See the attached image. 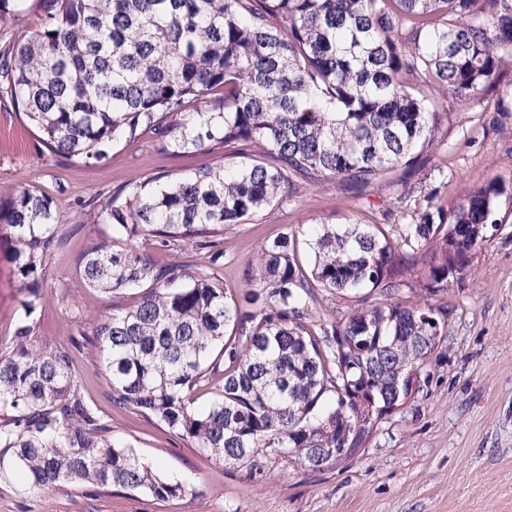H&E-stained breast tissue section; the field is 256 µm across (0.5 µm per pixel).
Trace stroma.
Segmentation results:
<instances>
[{"mask_svg": "<svg viewBox=\"0 0 512 512\" xmlns=\"http://www.w3.org/2000/svg\"><path fill=\"white\" fill-rule=\"evenodd\" d=\"M14 16L0 24V52L35 33L42 0H12ZM448 134L433 159L441 175L399 170L392 183L355 194L335 180L302 186L297 197L253 221L224 230V255L213 271L246 292L258 250L302 224H406L396 198L403 190L436 191L452 210L491 178L512 182V65L495 91L454 108ZM222 149L173 152L151 127L119 137L104 159L52 155L0 94V200L28 189L55 201L57 242L47 263L44 299L31 318L38 342L80 338L74 365L83 391L112 417V438L130 446L167 479L192 485L193 496L161 502L149 495L84 482L29 489L11 457L0 459V512H512V214L463 276L433 297L445 307L448 332L431 362L428 383L382 423L353 459L312 471L272 457L260 478L223 465L156 419L116 407L102 354L91 330L99 318L133 305L138 292L113 296L83 287L80 256L90 239L112 235L107 205L119 189L158 186L163 176L216 164ZM27 298L0 238V353L10 349Z\"/></svg>", "mask_w": 512, "mask_h": 512, "instance_id": "obj_1", "label": "stroma"}]
</instances>
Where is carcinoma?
I'll list each match as a JSON object with an SVG mask.
<instances>
[{
	"mask_svg": "<svg viewBox=\"0 0 512 512\" xmlns=\"http://www.w3.org/2000/svg\"><path fill=\"white\" fill-rule=\"evenodd\" d=\"M43 26L13 44L0 87L50 150L100 159L117 137L165 124L171 145L231 149L204 171L131 190L110 211L112 237L80 258L84 284L105 294L146 288L100 318L93 335L112 380V403L158 419L224 468L263 474L287 456L309 468L366 447L386 400L421 388L446 332L445 310L394 300L421 260L424 294L471 267L512 189L496 179L448 213L429 191L413 223L316 224L260 248L246 309L196 264H160L135 250L149 237L169 252L211 249L300 186L328 178L351 189L381 183L440 145L454 113L512 58V0H45ZM195 118L181 122L187 106ZM265 160L238 164L253 149ZM55 202L22 189L0 229L25 287L24 317L0 354V455L28 484L68 482L183 500L192 486L162 477L110 438V415L88 401L74 342L36 344L30 317L55 246ZM310 265L298 259L300 237ZM379 302L314 329L315 289ZM213 384L200 410L188 397ZM325 448H344L341 457Z\"/></svg>",
	"mask_w": 512,
	"mask_h": 512,
	"instance_id": "cac0c4a2",
	"label": "carcinoma"
}]
</instances>
